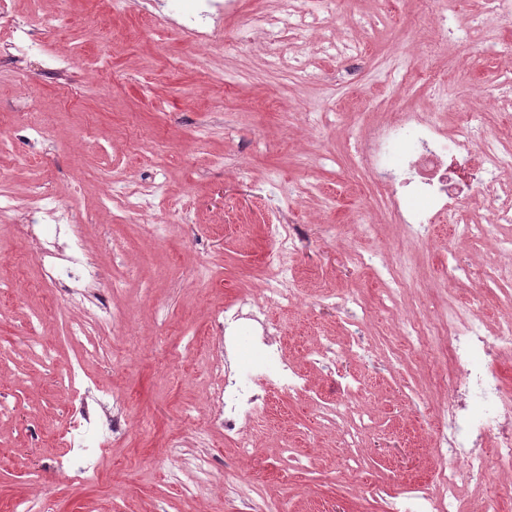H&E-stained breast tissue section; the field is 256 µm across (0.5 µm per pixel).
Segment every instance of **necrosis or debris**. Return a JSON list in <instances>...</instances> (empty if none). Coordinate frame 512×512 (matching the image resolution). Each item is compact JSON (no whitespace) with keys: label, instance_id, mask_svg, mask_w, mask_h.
Segmentation results:
<instances>
[{"label":"necrosis or debris","instance_id":"obj_1","mask_svg":"<svg viewBox=\"0 0 512 512\" xmlns=\"http://www.w3.org/2000/svg\"><path fill=\"white\" fill-rule=\"evenodd\" d=\"M206 18L184 26L183 37L208 46L218 39L217 21L242 18L243 34L267 35L276 26L277 16L258 0L245 9L243 0H207ZM0 28L8 30L7 42L0 43V58L13 64L16 81L28 77V62L42 51L38 32L32 24L20 22L14 0H0ZM268 49H275L269 39ZM486 124L485 117L472 112L461 115L458 133H449L439 112L427 118L396 109L385 123L375 126L356 139V168L375 189L379 202L406 237L418 246H426V228L449 222L452 241L475 235L494 238L499 224L512 222V182L503 183L500 175L512 170V150L503 148L501 137L485 141L481 153H474L472 137ZM163 184L148 190L133 189L124 172L108 176L104 205H118L127 219L147 213L152 199L164 195ZM476 195L486 198L496 223L469 224L464 219L468 201ZM4 208L24 216L31 234H38L43 216H55L71 234L79 227L74 210L61 206L51 195L34 192L27 198L4 196ZM272 249L263 287L277 303L293 306L298 295L288 276L289 256L304 243L301 225L280 222L264 227ZM42 262L45 282L57 299L71 305H84L91 323H118L121 313L100 302L91 291L98 278L92 264L82 258L64 255L57 241H44ZM253 322L255 345L264 351L262 361L247 372L245 386H238L234 372L222 360L211 366L220 385L215 393L204 428L194 429L198 440H205L213 429L223 431L236 448L251 446L252 425L264 419L268 402L264 396L273 388L291 397L304 396L327 429L346 448L356 447L366 430L365 424L352 425L348 416H363L370 392L364 380L349 376L338 382L335 402L320 401L312 394L303 374L285 362L269 331L270 322L263 308L243 302L225 305L212 319L221 332L225 353L241 357L238 326ZM398 327L404 339L391 356L403 362L407 356L430 354L435 343L445 341L457 367V374L445 381L438 407L440 423L431 444L437 465L431 476L413 489L403 512H471L461 496L470 483L480 486L484 501L494 505L512 500V393L506 391L494 359L512 354V315L500 319L493 335L484 332V312L473 302L437 315L407 316ZM72 420L62 439L67 447L81 444L88 429H97L103 443L124 439L128 424L122 412L109 410L107 403H90L88 394H80L72 403Z\"/></svg>","mask_w":512,"mask_h":512}]
</instances>
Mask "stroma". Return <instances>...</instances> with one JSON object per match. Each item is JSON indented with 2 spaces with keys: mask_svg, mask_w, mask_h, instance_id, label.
<instances>
[{
  "mask_svg": "<svg viewBox=\"0 0 512 512\" xmlns=\"http://www.w3.org/2000/svg\"><path fill=\"white\" fill-rule=\"evenodd\" d=\"M308 7L319 24L305 36L290 32L276 67L260 44L240 42L233 21L224 24L223 47L209 50L202 67L184 66L194 49L167 29L175 0H125L100 26L92 21L94 0H71L59 21L40 30L47 53L77 43L90 55L102 45L108 52L97 56L96 70L72 69L69 86L37 63V92L28 96L0 63V130L13 136L12 149L0 153V182L20 199L41 188L75 205L83 255L103 273L99 293L128 314L116 326L72 336L71 328L87 322L83 308L55 301L42 283L37 244L16 214L0 211V402L10 410L0 421V512L30 497L45 512H250L270 498L277 512H311L318 500L323 512H391L395 497L434 468L409 445L404 427L414 424L427 440L437 380L452 371V360L415 355L399 370L386 359L387 342L400 316L467 304L474 290L466 280H440L447 225L430 226L433 248L417 250L383 209L370 207L367 181L350 161L348 132L385 118L386 109H368L372 99L395 97L420 112L435 106L423 80L403 88L387 76L405 52L417 69L447 73L449 112L489 113L491 135L512 127V112H498L488 97L492 87L512 89L503 79L512 69V22L475 29L464 42L450 32L430 55L424 45L437 22L422 0H310ZM492 35L493 52L486 47ZM352 46L362 68L346 84L339 74ZM33 117L44 133L35 147L25 131ZM112 169L138 187L167 184L157 207L162 234L140 220L109 223L99 200ZM285 185L295 197L293 221L307 239L292 262L303 300L297 309L266 299L261 282L270 250L261 226L282 206ZM187 199L194 221L181 224L175 206ZM362 217L375 224L372 234L360 233ZM350 249L412 268L416 286L401 294L398 310L381 304L386 281L345 262ZM350 294L363 308L342 306ZM243 299L264 305L284 332L307 326L324 336L352 324L361 357L337 369L312 366L295 351L290 359L330 401L338 373L371 380L372 421L356 478L340 467L345 449L308 403L293 398L283 401L287 424L258 430L247 452L215 432L205 442L188 437L176 461L163 459L169 438L203 424L210 406V361L218 352L213 313ZM74 366L84 388L117 399L131 428L95 478L83 482L59 468L68 453L57 440L70 421L65 380ZM284 443L292 457L281 455ZM203 454L213 460V486L193 502L184 488ZM230 475L252 484L251 503L223 497Z\"/></svg>",
  "mask_w": 512,
  "mask_h": 512,
  "instance_id": "35a3bbf8",
  "label": "stroma"
}]
</instances>
